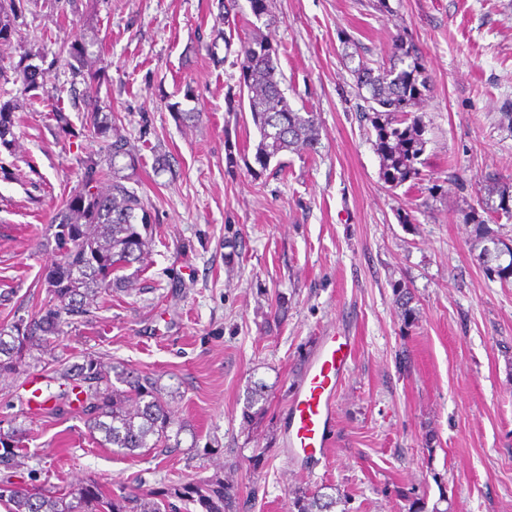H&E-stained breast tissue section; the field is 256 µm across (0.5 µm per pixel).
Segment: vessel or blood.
Segmentation results:
<instances>
[{
  "mask_svg": "<svg viewBox=\"0 0 512 512\" xmlns=\"http://www.w3.org/2000/svg\"><path fill=\"white\" fill-rule=\"evenodd\" d=\"M353 356L350 337L321 338L288 408L289 454L307 463L323 458L334 423L336 393Z\"/></svg>",
  "mask_w": 512,
  "mask_h": 512,
  "instance_id": "obj_1",
  "label": "vessel or blood"
}]
</instances>
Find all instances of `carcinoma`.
I'll use <instances>...</instances> for the list:
<instances>
[{"mask_svg":"<svg viewBox=\"0 0 512 512\" xmlns=\"http://www.w3.org/2000/svg\"><path fill=\"white\" fill-rule=\"evenodd\" d=\"M251 13L260 21L272 22L273 0H248ZM24 0H0V42H8L17 32L23 17ZM39 55L24 50L13 67L31 99L51 97L47 90L48 71L27 59ZM66 56L70 87L83 86L94 94L101 81V70L85 60V48L74 41L59 48ZM238 93H228L229 110L248 102L252 122L259 134L255 159L263 166L283 153L314 152L318 144V117L313 112L292 108L277 79L278 45L259 30H253L241 42ZM422 57L413 44L399 39L394 45L389 65L371 66L360 60L352 70L357 89L366 91L361 118L376 133L375 150L380 158L382 177L397 188L420 175L417 167L425 149L424 128L413 112L427 90L421 79ZM23 108L16 99H4L0 91V149L12 152L17 125L16 112ZM83 128L105 141V155L100 160L81 162L82 175L58 209L52 223L55 234V260L46 278V296L30 318H19L0 328V377L19 374L31 367V351H52L51 344L65 335L74 318L92 313L98 300L129 282L126 271L143 263L149 250L147 205L133 189L124 184L117 161L127 160L131 168L138 161L136 148L108 121L100 108L83 114ZM492 192L498 203L487 205L490 212H502L512 218V184L494 181ZM473 233L483 243L478 255L500 280L512 278V250L509 260H498L504 241L494 236L481 216L471 215ZM52 379L63 382L68 403L78 402V410L98 442L121 456H139L174 440L179 441L183 425L175 422L157 383L149 377L133 376L115 366L106 367L93 356L65 366L57 357L46 361ZM125 385L121 389L115 383ZM21 465L19 448L13 435L0 433V466L13 469ZM198 505L202 512H236L235 487L219 475L162 488L149 493L129 492L109 497L98 484L89 481L64 493L51 489L0 486V501L9 512H167L170 499ZM336 499L313 493L293 501L296 512H332Z\"/></svg>","mask_w":512,"mask_h":512,"instance_id":"carcinoma-1","label":"carcinoma"}]
</instances>
